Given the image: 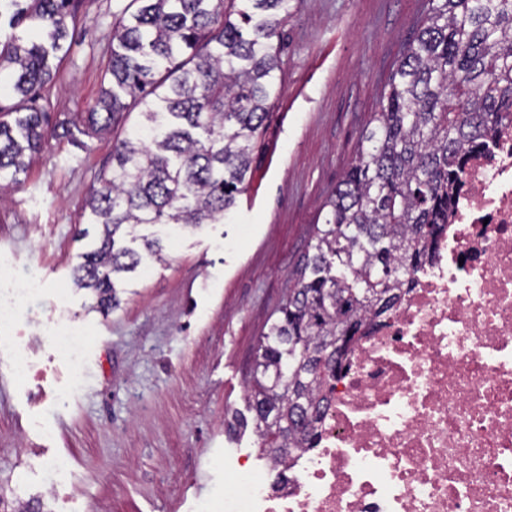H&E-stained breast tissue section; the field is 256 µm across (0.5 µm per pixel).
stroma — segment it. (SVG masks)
<instances>
[{
  "label": "stroma",
  "mask_w": 512,
  "mask_h": 512,
  "mask_svg": "<svg viewBox=\"0 0 512 512\" xmlns=\"http://www.w3.org/2000/svg\"><path fill=\"white\" fill-rule=\"evenodd\" d=\"M130 0H81L80 20L40 105L53 136L0 195V262L13 287L36 280L16 327H0V507L44 512H197L222 500L225 471L270 465L247 412L257 341L288 291L323 204L355 158L424 0H290L273 43L281 85L268 106L249 184L231 223L152 226L164 263L134 276L107 312L73 285L97 238L83 207L112 146L88 121L103 85L112 23ZM82 326L72 363L48 338ZM48 461L60 473L45 469Z\"/></svg>",
  "instance_id": "obj_1"
}]
</instances>
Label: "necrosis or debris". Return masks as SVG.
<instances>
[{
    "label": "necrosis or debris",
    "instance_id": "4bbe7bcc",
    "mask_svg": "<svg viewBox=\"0 0 512 512\" xmlns=\"http://www.w3.org/2000/svg\"><path fill=\"white\" fill-rule=\"evenodd\" d=\"M332 381L280 488L200 512H512V123L465 156L431 264Z\"/></svg>",
    "mask_w": 512,
    "mask_h": 512
}]
</instances>
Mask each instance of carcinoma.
I'll return each mask as SVG.
<instances>
[{
	"instance_id": "cac0c4a2",
	"label": "carcinoma",
	"mask_w": 512,
	"mask_h": 512,
	"mask_svg": "<svg viewBox=\"0 0 512 512\" xmlns=\"http://www.w3.org/2000/svg\"><path fill=\"white\" fill-rule=\"evenodd\" d=\"M132 2L90 116L106 130L138 108L144 122L113 145L85 207L101 233L73 269L104 310L126 274L163 261L161 239L139 227L222 223L236 207L280 90L272 40L289 0ZM425 3L253 358L249 411L275 467L313 447L331 380L408 291V272L432 260L464 156L512 117V0ZM6 15L22 28L0 44L15 98L0 105V180L13 182L43 150L35 100L67 51L78 0H0Z\"/></svg>"
}]
</instances>
